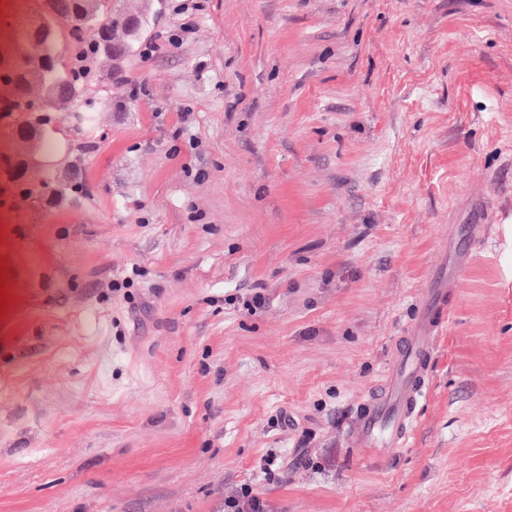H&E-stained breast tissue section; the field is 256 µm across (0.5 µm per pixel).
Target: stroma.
Wrapping results in <instances>:
<instances>
[{
  "label": "stroma",
  "instance_id": "obj_1",
  "mask_svg": "<svg viewBox=\"0 0 512 512\" xmlns=\"http://www.w3.org/2000/svg\"><path fill=\"white\" fill-rule=\"evenodd\" d=\"M117 6L85 111L36 145L0 112V512H512V0ZM446 284L373 457L359 406ZM446 296L447 290L438 288L428 297L385 379L359 409L355 439L370 453L383 455L408 444L429 386L434 342L446 322L440 316L449 306ZM224 509L228 512H264V505L252 490L244 487L236 496L224 500Z\"/></svg>",
  "mask_w": 512,
  "mask_h": 512
}]
</instances>
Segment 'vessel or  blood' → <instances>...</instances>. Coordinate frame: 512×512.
Here are the masks:
<instances>
[{"label":"vessel or blood","mask_w":512,"mask_h":512,"mask_svg":"<svg viewBox=\"0 0 512 512\" xmlns=\"http://www.w3.org/2000/svg\"><path fill=\"white\" fill-rule=\"evenodd\" d=\"M446 296L441 288L428 297L383 382L362 403L355 438L368 452L383 455L407 446L416 409L429 386L434 342L445 323Z\"/></svg>","instance_id":"obj_1"}]
</instances>
